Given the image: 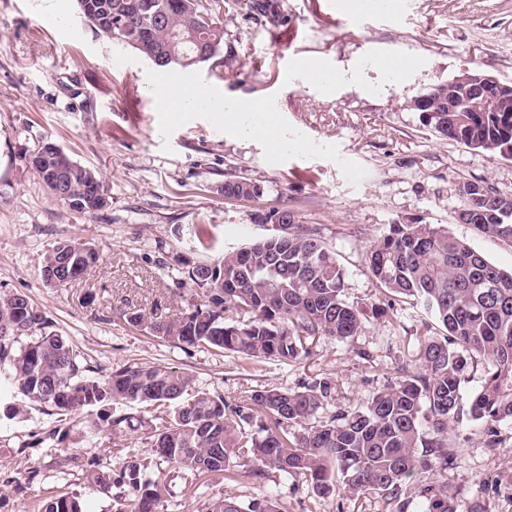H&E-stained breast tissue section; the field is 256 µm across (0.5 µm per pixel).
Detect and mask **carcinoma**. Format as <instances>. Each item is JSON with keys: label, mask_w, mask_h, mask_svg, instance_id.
Listing matches in <instances>:
<instances>
[{"label": "carcinoma", "mask_w": 512, "mask_h": 512, "mask_svg": "<svg viewBox=\"0 0 512 512\" xmlns=\"http://www.w3.org/2000/svg\"><path fill=\"white\" fill-rule=\"evenodd\" d=\"M80 14L101 36L113 39L172 72L198 65V44L208 47L214 75L224 78V14L246 11L281 18L278 0H75ZM490 101L485 112H450L448 98H428V123L444 138L474 149L512 152V112ZM39 144L29 164L50 194L70 210L92 216L104 209V182L91 169L69 162ZM224 197L258 199L261 184L224 174ZM457 218L477 232L512 246V198L491 186L464 181ZM270 233L250 245L224 251L216 262L183 264L185 284L201 301L179 320L154 322L148 333L192 347L237 355L247 363L292 362L309 355L310 340L344 342L365 328L363 312L344 295L345 273L316 227L300 223L288 207L254 215ZM86 243L62 240L45 254L41 276L62 286L97 263ZM366 263L371 277L393 301L410 299L431 321L422 324L419 366L399 364L397 376L361 405L327 411L336 401L330 377L297 389L262 387L231 402L198 391L190 398L189 373L156 363L134 362L102 380L83 376L70 341L46 331V318L22 294L0 296V363L9 364L19 390L33 402L60 412L88 406L133 404L152 414L110 421L115 432L148 427L150 451L125 448L117 470L89 462V477L115 490L120 512H154L160 497L149 477L165 463L196 477L222 472L228 480L245 467L257 477L274 475L259 498L226 495L204 512H288L279 486L304 487L309 512L321 501L344 496L353 512H489L485 496L463 495L448 479L463 430L481 428L484 446L497 455L505 444L499 426L512 421V273L436 224L389 225L372 241ZM22 334L32 339L19 351ZM480 386L465 392L472 371ZM88 432L73 425L58 436L60 451L87 447ZM38 512H86L73 493L38 494Z\"/></svg>", "instance_id": "cac0c4a2"}]
</instances>
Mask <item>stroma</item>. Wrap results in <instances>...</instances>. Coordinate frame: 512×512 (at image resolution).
Returning a JSON list of instances; mask_svg holds the SVG:
<instances>
[{
    "mask_svg": "<svg viewBox=\"0 0 512 512\" xmlns=\"http://www.w3.org/2000/svg\"><path fill=\"white\" fill-rule=\"evenodd\" d=\"M286 22L234 11L224 40L234 53L214 81L210 64L183 70L214 98L274 100L275 119L295 132L302 149L272 152L260 139L224 130L214 113L167 112L156 95L168 71L129 47L98 35L74 0H0V296L26 295L52 330L67 336L93 379L132 362L189 373L193 387L234 400L265 386L294 389L316 377L336 383L338 404H361L394 375L396 359H418L414 335L425 314L399 301L396 318L365 264L371 241L389 224H439L502 270L512 247L457 221L459 182L482 181L512 197V158L439 137L413 100L435 84L483 71L512 85V0H397L394 11L352 13L327 0H280ZM400 56L411 69L381 80L377 60ZM314 59L336 71L323 89L298 69ZM359 69L362 79H345ZM102 176L109 205L91 217L53 198L27 163L43 140ZM265 187L254 201L225 200L226 172ZM295 209L318 225L345 271V295L369 320L353 342L320 339L309 358L255 365L221 351L190 347L129 326L173 321L199 297L172 266L177 257L221 259L267 235L254 212ZM92 245L97 266L55 287L40 275L44 254L60 240ZM91 428L89 447L63 454L56 430ZM507 447L491 457L479 428L448 472L470 491L485 488L491 512H512V422ZM143 432L113 433L99 407L58 414L10 385L0 365V512H34L33 487L77 494L89 512H117L118 502L87 477V462L120 467L123 448L144 445ZM160 470L171 492L155 512H202L224 495L251 498L271 479L248 474L225 480L205 474L185 481Z\"/></svg>",
    "mask_w": 512,
    "mask_h": 512,
    "instance_id": "stroma-1",
    "label": "stroma"
}]
</instances>
